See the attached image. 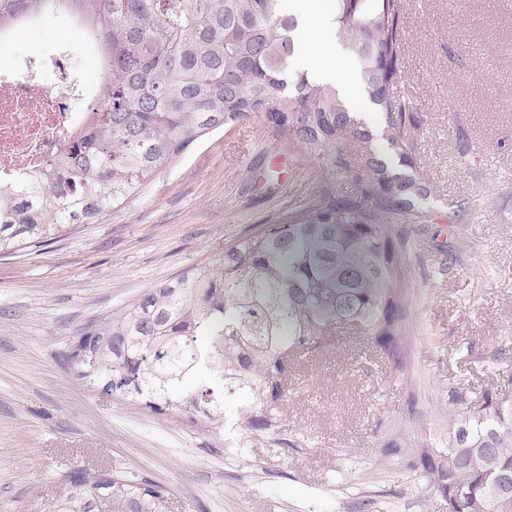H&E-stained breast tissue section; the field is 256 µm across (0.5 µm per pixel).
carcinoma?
<instances>
[{"label":"carcinoma","instance_id":"1","mask_svg":"<svg viewBox=\"0 0 512 512\" xmlns=\"http://www.w3.org/2000/svg\"><path fill=\"white\" fill-rule=\"evenodd\" d=\"M402 0H334L336 38L380 107L389 152L412 164L422 115L394 92L402 69ZM63 11L105 56L99 99L83 128L17 193L0 195V253L56 239L135 195L204 136L261 116L288 147L327 153L320 189L285 224H269L212 264L150 288L88 334L75 357L106 372L109 392L186 398L224 416V389L248 398L244 429H267L288 395L297 356L353 327L400 359L404 249L427 183L392 172L372 130L331 83L290 69L298 20L280 0H0V30ZM359 195L344 196L335 175ZM412 469L448 512H512V373L448 419L447 446L413 449ZM50 512H166V495L131 479L75 473Z\"/></svg>","mask_w":512,"mask_h":512}]
</instances>
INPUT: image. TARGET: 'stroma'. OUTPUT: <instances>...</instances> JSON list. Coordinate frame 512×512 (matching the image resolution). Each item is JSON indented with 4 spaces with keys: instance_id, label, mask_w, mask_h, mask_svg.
Listing matches in <instances>:
<instances>
[{
    "instance_id": "obj_1",
    "label": "stroma",
    "mask_w": 512,
    "mask_h": 512,
    "mask_svg": "<svg viewBox=\"0 0 512 512\" xmlns=\"http://www.w3.org/2000/svg\"><path fill=\"white\" fill-rule=\"evenodd\" d=\"M403 2L397 91L423 117L412 173L431 185L437 214L405 252V370L338 331L291 368L275 432L238 438L131 393L102 394L70 360L113 311L309 202L328 155L292 151L246 118L104 219L0 257V512H48L75 471L162 487L168 512H447L409 450L440 445L449 414L512 371V8ZM61 44L99 82L64 13L0 48V64ZM461 199L471 210L457 211Z\"/></svg>"
}]
</instances>
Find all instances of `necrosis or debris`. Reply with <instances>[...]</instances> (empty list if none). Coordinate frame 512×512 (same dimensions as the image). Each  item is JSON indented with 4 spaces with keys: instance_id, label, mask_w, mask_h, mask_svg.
<instances>
[{
    "instance_id": "4bbe7bcc",
    "label": "necrosis or debris",
    "mask_w": 512,
    "mask_h": 512,
    "mask_svg": "<svg viewBox=\"0 0 512 512\" xmlns=\"http://www.w3.org/2000/svg\"><path fill=\"white\" fill-rule=\"evenodd\" d=\"M98 92L72 67L66 50L21 59L0 72V186L45 169L80 129Z\"/></svg>"
}]
</instances>
